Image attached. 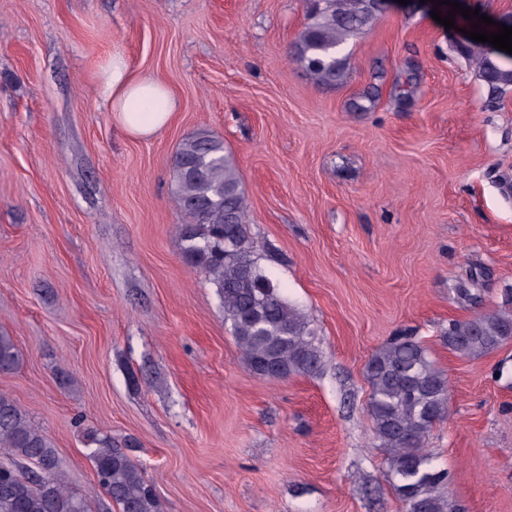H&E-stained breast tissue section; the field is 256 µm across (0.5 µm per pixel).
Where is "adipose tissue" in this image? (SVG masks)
<instances>
[{
  "instance_id": "1",
  "label": "adipose tissue",
  "mask_w": 512,
  "mask_h": 512,
  "mask_svg": "<svg viewBox=\"0 0 512 512\" xmlns=\"http://www.w3.org/2000/svg\"><path fill=\"white\" fill-rule=\"evenodd\" d=\"M96 94L101 107L130 136L152 137L172 121L178 102L160 81L136 71L122 50H113L102 69Z\"/></svg>"
}]
</instances>
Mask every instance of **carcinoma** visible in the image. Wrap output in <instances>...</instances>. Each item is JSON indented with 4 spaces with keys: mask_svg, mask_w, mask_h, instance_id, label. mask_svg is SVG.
Instances as JSON below:
<instances>
[{
    "mask_svg": "<svg viewBox=\"0 0 512 512\" xmlns=\"http://www.w3.org/2000/svg\"><path fill=\"white\" fill-rule=\"evenodd\" d=\"M384 2L314 0L293 45L296 61L317 85L334 86L348 75L345 48L380 20ZM479 77L492 93L512 89V54L490 43L465 45ZM174 199L188 218L180 226L182 259L205 273L224 309L248 369L285 380L319 372L318 338L300 309L269 278L254 256L247 230V202L224 141L207 130L185 139L172 164ZM442 337L448 350L477 358L512 340V309L451 320ZM12 337L0 334V371L19 365ZM368 413L376 446L384 453L386 477L405 512H452L444 486L448 471L437 468L425 448L433 426L448 417L445 373L413 336H397L368 360ZM90 458L98 484L119 512H161L142 468L112 438L93 439ZM0 512H90L60 471L48 435L25 411L0 394Z\"/></svg>",
    "mask_w": 512,
    "mask_h": 512,
    "instance_id": "carcinoma-1",
    "label": "carcinoma"
}]
</instances>
